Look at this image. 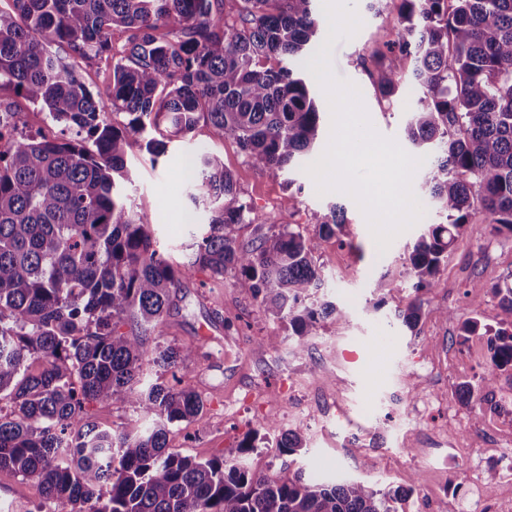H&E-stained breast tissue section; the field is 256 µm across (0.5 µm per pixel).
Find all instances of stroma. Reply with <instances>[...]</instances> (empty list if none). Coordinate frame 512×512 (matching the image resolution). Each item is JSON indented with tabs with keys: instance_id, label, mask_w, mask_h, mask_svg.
<instances>
[{
	"instance_id": "obj_1",
	"label": "stroma",
	"mask_w": 512,
	"mask_h": 512,
	"mask_svg": "<svg viewBox=\"0 0 512 512\" xmlns=\"http://www.w3.org/2000/svg\"><path fill=\"white\" fill-rule=\"evenodd\" d=\"M347 5L363 25L354 37L333 45L334 71L359 88L377 132L418 156L406 127L421 90L406 74L401 91L384 99L377 69L361 65L395 38L396 0H347ZM17 106L23 109L20 131L57 134L45 111L13 89L0 88V113ZM204 148L223 154L245 201L305 235L317 233L318 220L331 205H342L352 243L322 241L317 258L323 286L314 298L333 303L342 319H326L318 336L303 341L289 335L232 276L220 286L201 272L183 281L151 340L196 347L195 361L163 380L194 389L206 407L171 427L169 451L197 459L219 456L266 421L274 426L273 436L292 429L306 441L305 449L290 457L265 446L248 454V467L273 479L300 468L320 479L398 488L405 495L397 512H484L485 504L511 502L512 484L503 476L512 469V458L502 450L512 444V375L498 380L499 414L478 415L454 391L459 382H478L490 359L487 337H460V322L470 315L467 287L473 280L512 282V235L482 222L470 225L449 250L433 287L414 294L408 252L441 220L430 200L426 168L412 180L424 215L382 253L350 196L317 194L306 171L308 159L287 176L260 170L246 162L234 140L218 138L202 120L187 138L169 143L158 162H151L141 136L132 137L128 149L127 202L148 221L157 248L177 263L188 260L209 219L190 199L198 178L194 160ZM287 198L292 204L286 209ZM416 296L421 316L410 329L401 316ZM268 336L277 337V344L257 350V342ZM492 472L497 479L491 484ZM41 502L35 478L0 470V512H37Z\"/></svg>"
}]
</instances>
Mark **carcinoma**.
Instances as JSON below:
<instances>
[{
  "instance_id": "cac0c4a2",
  "label": "carcinoma",
  "mask_w": 512,
  "mask_h": 512,
  "mask_svg": "<svg viewBox=\"0 0 512 512\" xmlns=\"http://www.w3.org/2000/svg\"><path fill=\"white\" fill-rule=\"evenodd\" d=\"M0 8V87L9 86L64 126L61 136L18 131L20 110L0 115V470L38 480L44 503L73 512H395L396 490L359 481L325 482L301 469L270 480L246 456L266 440L265 423L227 455L196 460L167 450L169 427L198 416L195 390L150 376L192 362V346L151 344L183 280L197 271L233 275L291 335H318L330 303L308 305L322 283L320 240L345 243V208L334 204L307 237L241 198L218 154L199 153L191 200L210 211L188 261L154 245L149 225L127 207L130 138L146 127L156 160L167 139L200 118L240 146L252 166L283 172L312 150L320 115L299 71L318 20L313 0H9ZM178 27L177 39L162 29ZM112 86L93 93L79 60L113 52ZM66 48V63L51 45ZM275 58L277 66L265 61ZM371 62L391 98L410 72L423 92L406 133L430 150V195L445 222L414 242L416 288L432 286L457 238L482 212L512 234V0H400L395 39ZM123 115L109 122L107 112ZM242 224L256 225L250 243ZM505 319L481 325L487 293ZM466 336L483 333L490 363L456 394L497 412L495 384L512 371V284L470 285ZM136 329L131 334L125 328ZM124 404L151 418L120 431L85 416L87 406ZM282 455L304 448L290 430Z\"/></svg>"
}]
</instances>
